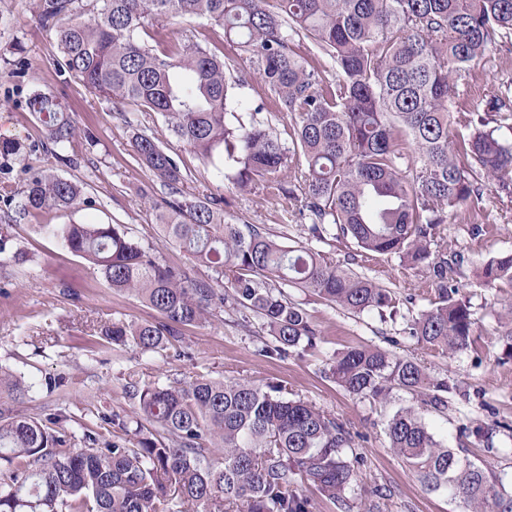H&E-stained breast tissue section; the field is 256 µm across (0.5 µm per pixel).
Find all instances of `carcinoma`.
<instances>
[{
    "instance_id": "obj_1",
    "label": "carcinoma",
    "mask_w": 512,
    "mask_h": 512,
    "mask_svg": "<svg viewBox=\"0 0 512 512\" xmlns=\"http://www.w3.org/2000/svg\"><path fill=\"white\" fill-rule=\"evenodd\" d=\"M40 0L41 24L56 32L60 67L89 90L137 107L121 113L138 163L170 194L185 175L158 139L140 129L139 112H157L176 141L239 189L262 185L299 202L309 236L350 240L363 257L395 255L425 268L436 300L408 324L424 348L456 354L478 340L470 303L448 284V259L434 249L441 225L464 205L480 207L491 182L512 192V88L497 90L487 111L452 120V97L471 66L512 36V0ZM203 17L224 43L256 60L259 75L294 116L282 145L271 128L237 111V84L224 50L191 41L161 50L141 33L173 18ZM295 36L341 73L336 83L297 54ZM26 107L41 125L42 149L60 161L76 127L54 94L34 92ZM464 134H453L457 127ZM306 170L281 178L294 158ZM231 173H224V162ZM92 201L80 184L47 170L25 179L18 214L68 210ZM164 242L212 275L192 280L153 243L125 224H43L44 233L85 260L112 289L133 293L161 321H114L99 338L141 352L166 348L182 326L216 310L252 315L274 342L263 356L314 349L321 333L284 288H299L354 313H394V291L344 267L309 244L286 245L262 224L224 216V197L165 202L157 215ZM0 224V274L30 258L9 248ZM481 283L512 290V253L487 260ZM326 374L348 393L383 400L393 389L420 397L387 423L390 448L429 491H445L462 512H512V491L491 466L435 438L422 412L450 409L449 379L413 356L360 344L332 353ZM22 378L0 368V393ZM128 388L138 413L101 415L81 439L67 416L41 420L0 411V512H311L305 484L352 512L363 456L342 423L282 387L200 375L185 382L143 380ZM124 436L112 439V427ZM224 449L210 461V444Z\"/></svg>"
}]
</instances>
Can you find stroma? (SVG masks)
<instances>
[{"mask_svg":"<svg viewBox=\"0 0 512 512\" xmlns=\"http://www.w3.org/2000/svg\"><path fill=\"white\" fill-rule=\"evenodd\" d=\"M38 13L39 0H0V139H14L23 146L8 166L0 167V187L21 195L28 172L48 168L82 182L92 205L20 218L15 205L0 199V224H13L11 245L24 248L31 257L11 281L0 278V366L31 385L14 410L69 416L68 428L75 433L93 409L130 419L138 411L137 399L126 390L133 370L154 378L189 381L209 375L282 386L335 417L350 433L364 459L355 508L458 512L446 492L427 491L389 447L388 419L398 409L417 405L416 396L396 389L386 401L372 402L348 394L325 374L333 351L373 343L397 356L417 357L432 374L448 376L467 390L468 399L455 400L452 413H425V423L438 440L452 447L462 427L488 428L484 438H467L466 452L470 459L490 464L511 490L512 358L505 355L503 324L497 315L512 304V294L484 287L475 272L489 258L512 251V197L491 186L479 217L459 211L441 232V245L452 262L448 281L469 300L482 334L468 351L443 356L408 335L412 318L430 306L425 271L402 268L395 256L355 258L352 242L331 239L321 243V250L402 297L395 320L384 322L375 313L356 315L329 307L316 296L291 288L289 298L302 304L323 335L319 347L302 356L259 355V348L270 340L267 330L256 320L243 324L228 310L182 328L160 354L98 344L95 330L112 321L155 322L159 315L133 294L109 288L84 260L47 237L41 227L93 220L125 224L148 234L167 193L137 162L132 133L120 118L127 104L99 96L60 70L56 35L39 24ZM232 75L240 81L236 92L241 111L256 113L280 138H287L291 117L280 110L276 96L262 82L256 62L237 55ZM507 82H512V38L497 41L472 65L469 80L459 82L454 100L466 108L486 109L492 89ZM37 89L54 92L72 115L78 135L66 153L73 156V163L42 152L40 128L26 107ZM139 120L142 129L179 156L187 173L181 186L184 196L224 195V211L238 223L265 225L292 243L307 239L309 221L297 206H286L266 188L241 191L220 180L211 166L170 136L161 115L143 112Z\"/></svg>","mask_w":512,"mask_h":512,"instance_id":"35a3bbf8","label":"stroma"}]
</instances>
